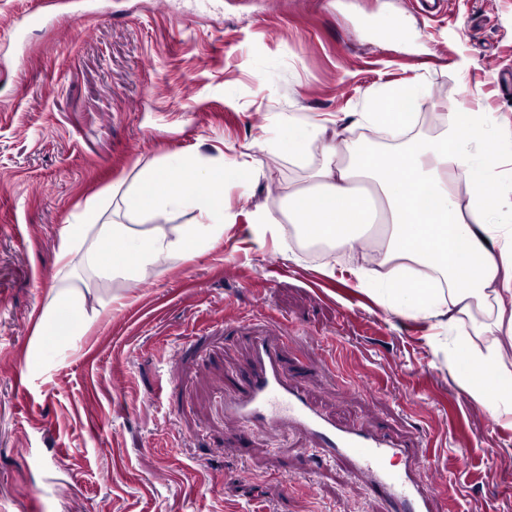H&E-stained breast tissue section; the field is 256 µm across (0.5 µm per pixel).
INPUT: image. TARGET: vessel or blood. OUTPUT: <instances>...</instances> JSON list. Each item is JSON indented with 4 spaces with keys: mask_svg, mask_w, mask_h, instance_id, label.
Masks as SVG:
<instances>
[{
    "mask_svg": "<svg viewBox=\"0 0 512 512\" xmlns=\"http://www.w3.org/2000/svg\"><path fill=\"white\" fill-rule=\"evenodd\" d=\"M273 330V335L255 338L243 383L224 401L225 418L274 436L291 429L304 431L326 459L349 461L371 494L387 505L400 506L402 512H436L442 486L437 483L427 491L419 485L414 478L418 456L387 435L342 427L326 418L284 372L279 341L287 337V326L277 324ZM392 458L400 460L399 469L386 467Z\"/></svg>",
    "mask_w": 512,
    "mask_h": 512,
    "instance_id": "obj_1",
    "label": "vessel or blood"
}]
</instances>
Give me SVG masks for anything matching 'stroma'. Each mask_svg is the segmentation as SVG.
<instances>
[{
	"instance_id": "obj_1",
	"label": "stroma",
	"mask_w": 512,
	"mask_h": 512,
	"mask_svg": "<svg viewBox=\"0 0 512 512\" xmlns=\"http://www.w3.org/2000/svg\"><path fill=\"white\" fill-rule=\"evenodd\" d=\"M38 2L0 0V512H25L35 486L44 512H387L349 463L315 468L308 437L225 420L220 396L239 388L253 342L244 320L287 325L288 375L326 415L426 448L453 490L438 512H512V427L434 365L427 323L252 222L329 150L320 138L301 162L276 152L291 116L360 137L367 94L418 83L417 112L464 90L512 137L499 94L512 0H451L437 15L429 0H88V19L60 9L13 39ZM385 16L401 32L381 41ZM196 152L260 171L224 184L233 226L133 279L100 278L73 253L87 320L40 355L62 227L97 195L101 223L122 219L113 184Z\"/></svg>"
}]
</instances>
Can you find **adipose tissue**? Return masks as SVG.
<instances>
[{"label":"adipose tissue","mask_w":512,"mask_h":512,"mask_svg":"<svg viewBox=\"0 0 512 512\" xmlns=\"http://www.w3.org/2000/svg\"><path fill=\"white\" fill-rule=\"evenodd\" d=\"M423 95L408 85L365 102L362 124L405 142L391 152L346 143L345 161L325 158L308 187L289 191L274 206L257 209L254 223L279 234L294 224L308 243L353 248L377 228L378 258L353 270L357 289L401 317L433 321L426 342L444 359L460 390L495 416L512 420V369L501 364L512 347V199L493 200L487 187L498 178L492 158L512 161V141L501 139L492 114L457 102L442 131L417 135L414 105ZM327 123L285 125L275 147L302 159ZM248 169L221 159L176 155L147 167L124 190L126 222L100 224L102 200L89 202L60 234L57 261L68 269L76 247L104 275L133 277L171 260H187L224 236L232 218L224 208L226 181ZM200 220L164 230L161 220L182 212ZM155 222L145 233L141 224ZM83 322L74 289L57 292L40 333L58 340Z\"/></svg>","instance_id":"obj_1"}]
</instances>
